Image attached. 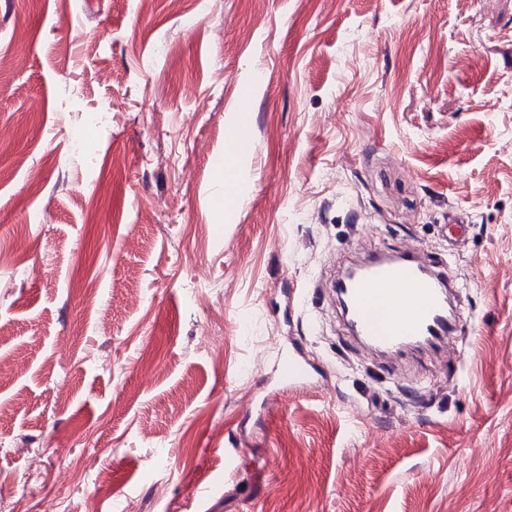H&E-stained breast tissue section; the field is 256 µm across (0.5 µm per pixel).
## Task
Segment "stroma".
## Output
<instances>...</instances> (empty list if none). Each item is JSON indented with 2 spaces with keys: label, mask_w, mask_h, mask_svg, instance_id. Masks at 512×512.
Wrapping results in <instances>:
<instances>
[{
  "label": "stroma",
  "mask_w": 512,
  "mask_h": 512,
  "mask_svg": "<svg viewBox=\"0 0 512 512\" xmlns=\"http://www.w3.org/2000/svg\"><path fill=\"white\" fill-rule=\"evenodd\" d=\"M412 249L458 349L367 358ZM1 358L0 512H512V0H0ZM448 271L449 263L411 253H378L359 273H343L335 288L344 297L342 317L352 338L373 352H397L413 339L438 344L459 335L460 317L448 305L455 288ZM276 359L279 376L289 387L311 383L319 376L317 368L296 347L288 350V354L278 351Z\"/></svg>",
  "instance_id": "1"
}]
</instances>
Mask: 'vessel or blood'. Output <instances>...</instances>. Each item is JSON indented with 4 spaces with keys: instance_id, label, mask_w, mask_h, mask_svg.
Segmentation results:
<instances>
[{
    "instance_id": "vessel-or-blood-1",
    "label": "vessel or blood",
    "mask_w": 512,
    "mask_h": 512,
    "mask_svg": "<svg viewBox=\"0 0 512 512\" xmlns=\"http://www.w3.org/2000/svg\"><path fill=\"white\" fill-rule=\"evenodd\" d=\"M449 267L424 257L378 253L357 274H342L335 283L344 297L342 317L354 340L372 351L396 352L414 339L432 344L461 332L456 309L448 305ZM279 376L288 385L308 384L317 368L299 349L276 356Z\"/></svg>"
}]
</instances>
